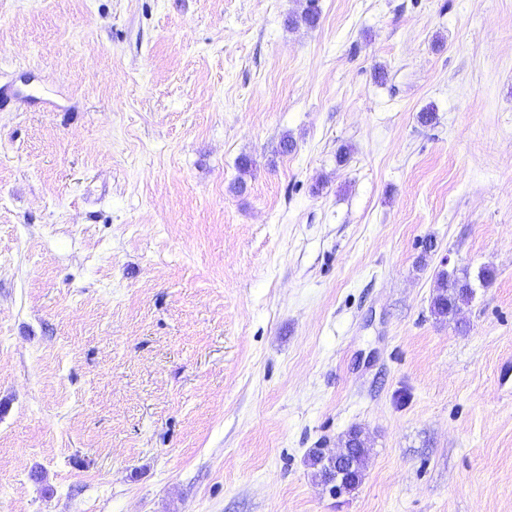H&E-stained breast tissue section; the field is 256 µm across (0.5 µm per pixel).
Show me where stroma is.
I'll return each instance as SVG.
<instances>
[{"mask_svg": "<svg viewBox=\"0 0 512 512\" xmlns=\"http://www.w3.org/2000/svg\"><path fill=\"white\" fill-rule=\"evenodd\" d=\"M304 4L0 0V512H512V0ZM438 291L431 301V312L439 319L456 316L473 296L472 283L467 274L459 275L442 269L438 272ZM361 432L360 428L354 427L344 437L348 446L347 466L343 468L345 471L344 487L346 493L355 490L364 476L369 448L366 441L360 437ZM309 461L310 467L314 469V476L318 478L320 482L326 483L334 473L333 467L328 466L324 462V458L320 454H317L316 451L311 454ZM341 475H343V473L339 471L336 475H333L332 479L327 482V484H325V486L329 488L330 494L334 496H340L342 488Z\"/></svg>", "mask_w": 512, "mask_h": 512, "instance_id": "obj_1", "label": "stroma"}]
</instances>
